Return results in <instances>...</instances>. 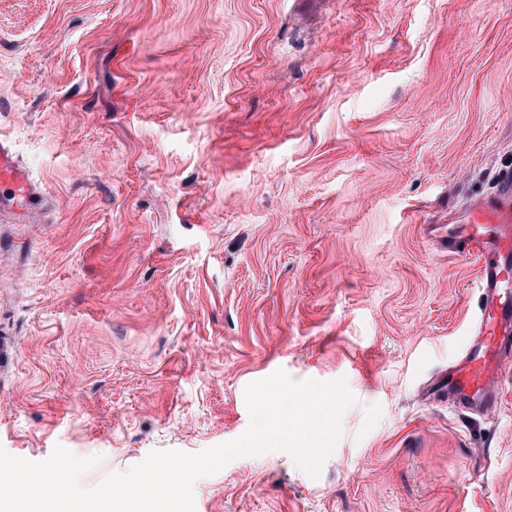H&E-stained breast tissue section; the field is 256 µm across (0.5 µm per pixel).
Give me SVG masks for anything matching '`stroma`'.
<instances>
[{"mask_svg":"<svg viewBox=\"0 0 512 512\" xmlns=\"http://www.w3.org/2000/svg\"><path fill=\"white\" fill-rule=\"evenodd\" d=\"M0 136L56 200L0 258L1 449L93 486L281 369L354 397L319 476L243 457L195 512H512V365L492 415L434 389L480 292L423 235L512 162V0H0Z\"/></svg>","mask_w":512,"mask_h":512,"instance_id":"35a3bbf8","label":"stroma"}]
</instances>
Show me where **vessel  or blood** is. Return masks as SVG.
<instances>
[{"label":"vessel or blood","mask_w":512,"mask_h":512,"mask_svg":"<svg viewBox=\"0 0 512 512\" xmlns=\"http://www.w3.org/2000/svg\"><path fill=\"white\" fill-rule=\"evenodd\" d=\"M50 203L12 143L0 138V220L32 223ZM425 230L441 252L471 259L478 269L480 315L462 357L444 377L448 397L461 410H494L502 368L512 362V165L496 172L491 195Z\"/></svg>","instance_id":"obj_1"}]
</instances>
